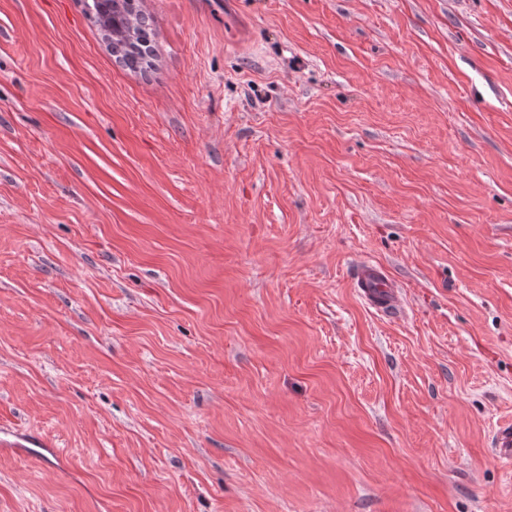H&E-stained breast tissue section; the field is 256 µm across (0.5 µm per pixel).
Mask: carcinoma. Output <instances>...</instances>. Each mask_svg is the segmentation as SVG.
I'll return each mask as SVG.
<instances>
[{"label": "carcinoma", "instance_id": "cac0c4a2", "mask_svg": "<svg viewBox=\"0 0 512 512\" xmlns=\"http://www.w3.org/2000/svg\"><path fill=\"white\" fill-rule=\"evenodd\" d=\"M85 11L125 66L130 69L142 66V52L130 49L133 34L146 32V21L139 17L136 0H85Z\"/></svg>", "mask_w": 512, "mask_h": 512}]
</instances>
